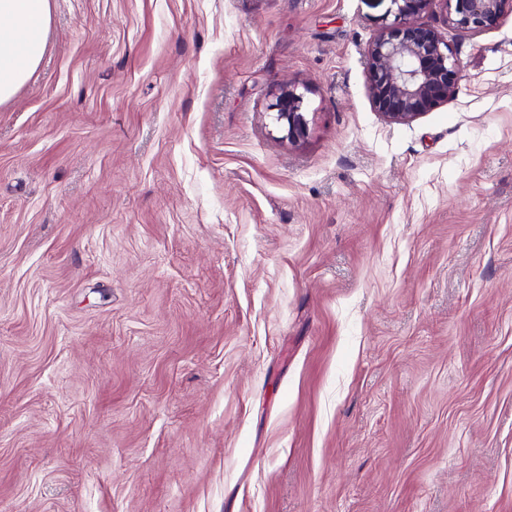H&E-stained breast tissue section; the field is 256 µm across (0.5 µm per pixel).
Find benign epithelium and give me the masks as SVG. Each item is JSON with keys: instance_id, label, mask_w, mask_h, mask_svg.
Segmentation results:
<instances>
[{"instance_id": "obj_1", "label": "benign epithelium", "mask_w": 512, "mask_h": 512, "mask_svg": "<svg viewBox=\"0 0 512 512\" xmlns=\"http://www.w3.org/2000/svg\"><path fill=\"white\" fill-rule=\"evenodd\" d=\"M394 20L384 23L365 49L368 93L387 120L408 122L448 100L457 90L461 68L438 31L407 18L439 4L447 22L463 32H478L512 11V0H390ZM304 96L292 88L272 104L276 121L295 141L308 131Z\"/></svg>"}]
</instances>
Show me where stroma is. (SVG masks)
<instances>
[{
	"mask_svg": "<svg viewBox=\"0 0 512 512\" xmlns=\"http://www.w3.org/2000/svg\"><path fill=\"white\" fill-rule=\"evenodd\" d=\"M50 3L0 103V512H512V14L420 15L464 77L393 123L389 0ZM303 103V94L292 88L283 92L272 104L276 121L287 126V137L291 141L304 137L308 131V121L305 112H302Z\"/></svg>",
	"mask_w": 512,
	"mask_h": 512,
	"instance_id": "35a3bbf8",
	"label": "stroma"
}]
</instances>
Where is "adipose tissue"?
<instances>
[{
	"label": "adipose tissue",
	"mask_w": 512,
	"mask_h": 512,
	"mask_svg": "<svg viewBox=\"0 0 512 512\" xmlns=\"http://www.w3.org/2000/svg\"><path fill=\"white\" fill-rule=\"evenodd\" d=\"M50 26V0H0V102L39 65Z\"/></svg>",
	"instance_id": "obj_1"
}]
</instances>
